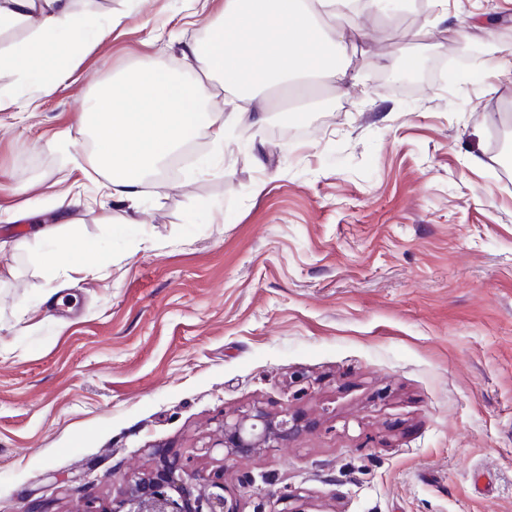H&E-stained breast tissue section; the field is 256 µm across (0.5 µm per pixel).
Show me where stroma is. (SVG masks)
I'll return each mask as SVG.
<instances>
[{"instance_id": "obj_1", "label": "stroma", "mask_w": 512, "mask_h": 512, "mask_svg": "<svg viewBox=\"0 0 512 512\" xmlns=\"http://www.w3.org/2000/svg\"><path fill=\"white\" fill-rule=\"evenodd\" d=\"M223 3L75 0L72 71L46 94L0 74V512L111 503L154 445L224 475L242 512H512V86L465 61L512 52V0L365 15L342 46L357 87L322 80L298 122L258 95L263 127L220 153L198 133L117 203L76 112L144 57L191 75ZM408 55L418 83H377ZM68 182L88 204L63 232L99 252L51 281L31 233ZM257 402L313 425L250 458L205 449Z\"/></svg>"}]
</instances>
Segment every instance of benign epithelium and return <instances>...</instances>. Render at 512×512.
<instances>
[{
	"label": "benign epithelium",
	"mask_w": 512,
	"mask_h": 512,
	"mask_svg": "<svg viewBox=\"0 0 512 512\" xmlns=\"http://www.w3.org/2000/svg\"><path fill=\"white\" fill-rule=\"evenodd\" d=\"M418 77V70L401 66L382 74L381 82L410 85ZM305 427V419L297 412L286 410L272 415L265 407L254 404L225 417L205 447L222 449L226 458L250 457L282 447ZM152 455L154 468L146 474L127 475L112 506L89 501L82 512H241L224 477H204L195 471L190 460L158 449Z\"/></svg>",
	"instance_id": "benign-epithelium-1"
}]
</instances>
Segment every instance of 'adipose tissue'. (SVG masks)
<instances>
[{"label":"adipose tissue","instance_id":"adipose-tissue-1","mask_svg":"<svg viewBox=\"0 0 512 512\" xmlns=\"http://www.w3.org/2000/svg\"><path fill=\"white\" fill-rule=\"evenodd\" d=\"M354 0H224L219 20L203 43L188 45L195 75L186 79L145 60L102 88L77 115L93 123L97 159L112 198L134 201L149 175L175 156L198 129L222 143L229 124L260 112L226 110L216 88L251 100L257 88L313 73L345 80L336 49L342 45ZM22 25L31 32L0 50V71L39 79L43 88L63 76L77 58L87 20L73 0H0V32Z\"/></svg>","mask_w":512,"mask_h":512}]
</instances>
